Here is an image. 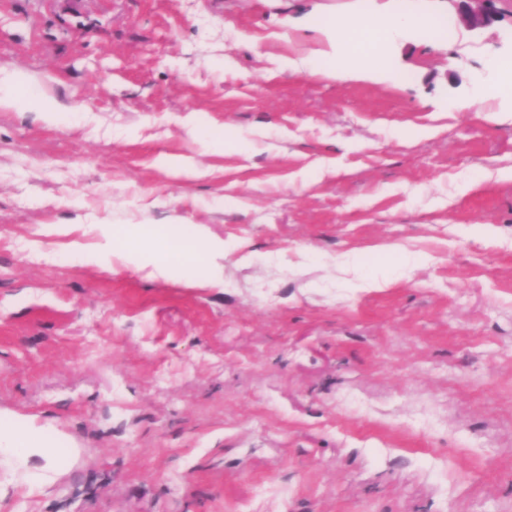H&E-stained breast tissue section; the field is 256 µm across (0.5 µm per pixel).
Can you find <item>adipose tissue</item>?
<instances>
[{
    "label": "adipose tissue",
    "instance_id": "adipose-tissue-1",
    "mask_svg": "<svg viewBox=\"0 0 512 512\" xmlns=\"http://www.w3.org/2000/svg\"><path fill=\"white\" fill-rule=\"evenodd\" d=\"M313 30L325 36L330 47L312 53L305 72L311 76L334 80L361 78L382 80L389 72L380 63H362L337 58L335 45L347 43L350 38H378L388 41L394 31L408 30L438 42L442 19L433 14L414 10L399 12L394 20L378 24L374 15L368 14L356 23L333 14L311 17ZM27 84L24 72L0 68V110L34 112L50 125L57 124L61 107L47 98L25 95ZM166 240L176 252V261L153 264L147 276L153 280L172 281L178 271H185L187 280L199 288L220 285L217 260L224 255V243L204 237L189 225L176 222L165 230ZM71 449L63 443L45 445L34 435L28 421L19 417L0 415V479L16 488H35L54 481L59 467L71 457Z\"/></svg>",
    "mask_w": 512,
    "mask_h": 512
}]
</instances>
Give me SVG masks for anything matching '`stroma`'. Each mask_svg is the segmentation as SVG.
I'll return each mask as SVG.
<instances>
[{
    "label": "stroma",
    "mask_w": 512,
    "mask_h": 512,
    "mask_svg": "<svg viewBox=\"0 0 512 512\" xmlns=\"http://www.w3.org/2000/svg\"><path fill=\"white\" fill-rule=\"evenodd\" d=\"M496 7L0 0V66L66 107L0 112V413L81 451L0 512H512V121L468 101ZM402 9L452 34H398L389 81L276 64L325 48L310 15ZM176 217L222 287L84 257L104 222L165 256ZM460 2L468 10L465 19L471 29L482 28L492 24L497 18V0H452Z\"/></svg>",
    "instance_id": "35a3bbf8"
}]
</instances>
